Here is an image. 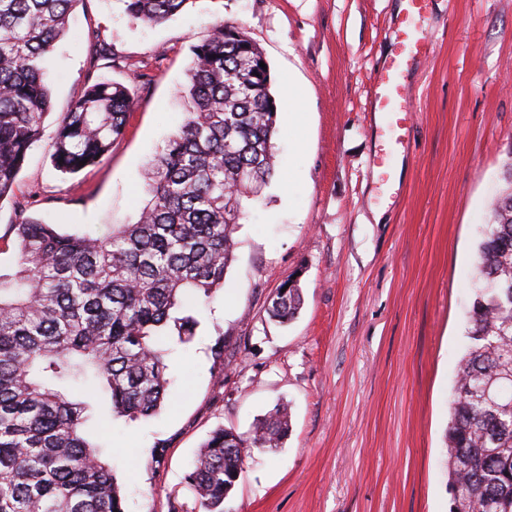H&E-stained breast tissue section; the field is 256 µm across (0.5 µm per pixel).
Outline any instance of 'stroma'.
<instances>
[{"mask_svg": "<svg viewBox=\"0 0 512 512\" xmlns=\"http://www.w3.org/2000/svg\"><path fill=\"white\" fill-rule=\"evenodd\" d=\"M401 4L197 0L154 27L119 0L73 5L46 63L45 132L0 202V235L28 194L32 215L62 232L134 223L153 158L187 118L189 46L217 22L261 48L275 96L295 84L307 101L303 149L280 109L279 173L247 209L223 288L195 304L193 341L167 358L168 404L112 422L127 512H202L186 475L209 433L250 436L281 402L287 437L245 449L224 512H449L445 435L476 249L512 163V0H430L421 35L433 51L409 66L396 150L372 99L375 73L399 50ZM91 75L128 86L133 107L99 163L64 174L50 162L52 132ZM295 274L303 306L274 323L266 308Z\"/></svg>", "mask_w": 512, "mask_h": 512, "instance_id": "1", "label": "stroma"}]
</instances>
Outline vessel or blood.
<instances>
[{
    "label": "vessel or blood",
    "mask_w": 512,
    "mask_h": 512,
    "mask_svg": "<svg viewBox=\"0 0 512 512\" xmlns=\"http://www.w3.org/2000/svg\"><path fill=\"white\" fill-rule=\"evenodd\" d=\"M405 2L406 15L397 29L401 51L374 77V109L383 115L398 144L403 143L406 136V110L402 104L405 70L409 60L428 50L412 25L414 18L424 16L428 0Z\"/></svg>",
    "instance_id": "vessel-or-blood-1"
}]
</instances>
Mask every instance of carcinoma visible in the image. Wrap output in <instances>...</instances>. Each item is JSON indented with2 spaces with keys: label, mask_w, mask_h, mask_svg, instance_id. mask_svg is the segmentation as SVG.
Listing matches in <instances>:
<instances>
[{
  "label": "carcinoma",
  "mask_w": 512,
  "mask_h": 512,
  "mask_svg": "<svg viewBox=\"0 0 512 512\" xmlns=\"http://www.w3.org/2000/svg\"><path fill=\"white\" fill-rule=\"evenodd\" d=\"M75 0H0V202L14 193L50 109L44 67ZM129 18L160 25L196 0H122ZM180 94L188 119L148 174L133 224L62 234L15 202L16 265L0 271V512H125L103 448L86 428L155 415L169 399L165 340L199 325L186 299H208L233 261L248 206L277 174L278 104L262 50L219 24L190 46ZM129 89L89 81L54 130L53 167L76 174L123 135ZM85 164H80V161ZM478 245L476 288L446 434L450 512H512V165ZM269 319L301 308L280 284ZM290 412L276 405L249 440L213 430L187 482L203 512H224L243 448H276Z\"/></svg>",
  "instance_id": "1"
}]
</instances>
